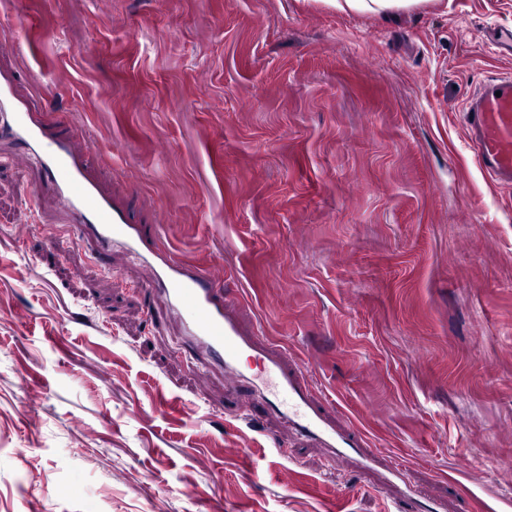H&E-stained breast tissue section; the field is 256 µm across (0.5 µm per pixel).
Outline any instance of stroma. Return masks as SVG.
Here are the masks:
<instances>
[{"label": "stroma", "instance_id": "stroma-1", "mask_svg": "<svg viewBox=\"0 0 512 512\" xmlns=\"http://www.w3.org/2000/svg\"><path fill=\"white\" fill-rule=\"evenodd\" d=\"M19 17L54 132L84 138L132 223L175 259L223 257L242 320L422 494L465 512L475 469L512 497V187L463 122L512 74L486 38L512 0H12L0 24ZM36 183L0 141V512H390L350 460L275 452L263 408L237 423L153 319L146 271ZM421 0H329L328 3L340 11L383 14L408 8Z\"/></svg>", "mask_w": 512, "mask_h": 512}]
</instances>
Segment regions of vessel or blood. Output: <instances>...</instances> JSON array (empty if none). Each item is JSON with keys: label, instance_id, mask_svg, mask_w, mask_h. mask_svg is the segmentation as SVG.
<instances>
[{"label": "vessel or blood", "instance_id": "obj_1", "mask_svg": "<svg viewBox=\"0 0 512 512\" xmlns=\"http://www.w3.org/2000/svg\"><path fill=\"white\" fill-rule=\"evenodd\" d=\"M20 56V49H0V134L21 143L26 156L40 164L44 179L39 192L55 201L69 223L106 249L123 248L147 270L158 303L155 317L174 323L200 355L198 377L223 378L225 392L234 393L248 382L250 367L258 366L274 377L276 396L269 399L254 390L252 400L242 403L240 417L250 418L253 401H261L307 447L332 457H354L359 468L379 472L382 485L394 490L399 512H440V503L424 499L411 485L403 463L374 450L362 432L316 397L303 361L240 318L239 295L224 289L223 263L199 268L147 242L101 179L85 145L49 136L44 106L31 85L19 79ZM463 118L479 169L494 183L511 186L512 77L487 76L470 96Z\"/></svg>", "mask_w": 512, "mask_h": 512}]
</instances>
